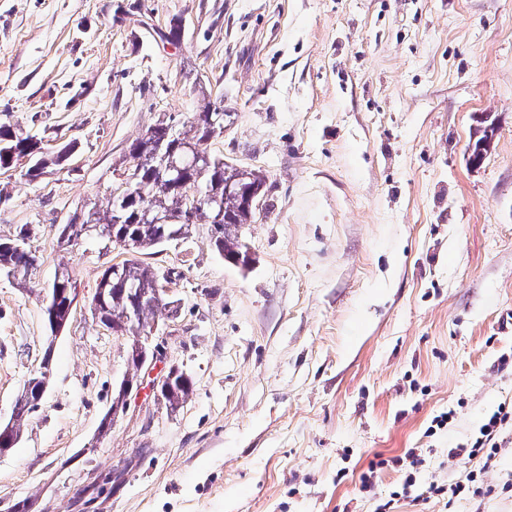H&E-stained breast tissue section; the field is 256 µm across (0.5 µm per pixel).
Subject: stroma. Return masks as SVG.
<instances>
[{"label": "stroma", "mask_w": 512, "mask_h": 512, "mask_svg": "<svg viewBox=\"0 0 512 512\" xmlns=\"http://www.w3.org/2000/svg\"><path fill=\"white\" fill-rule=\"evenodd\" d=\"M176 21L179 43L160 41ZM209 102L226 113L209 150L266 177L243 230L254 263L224 262L203 225L144 255L177 274L160 334L193 394L172 411L142 390L103 437L127 348L90 304L126 255L62 248L56 228L117 187L132 139ZM0 125L78 144L36 180L0 170V235L34 226L41 260L27 286L0 275L1 422L53 353L42 409L0 455V499L375 512L414 448L418 486L446 492L398 512H512V430L484 496L449 454L512 401V0H0ZM62 262L79 296L53 339L41 296ZM378 454L391 464L361 492L351 475Z\"/></svg>", "instance_id": "obj_1"}]
</instances>
